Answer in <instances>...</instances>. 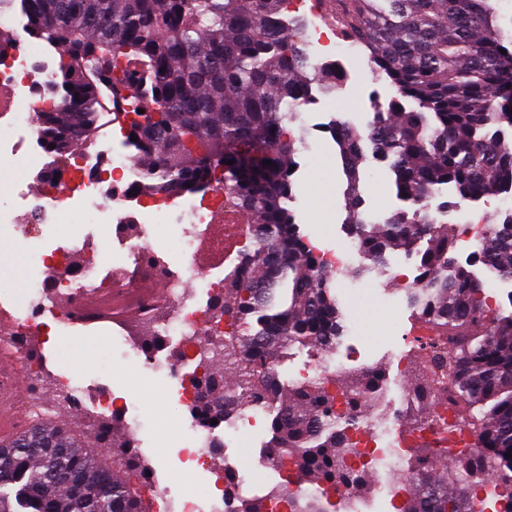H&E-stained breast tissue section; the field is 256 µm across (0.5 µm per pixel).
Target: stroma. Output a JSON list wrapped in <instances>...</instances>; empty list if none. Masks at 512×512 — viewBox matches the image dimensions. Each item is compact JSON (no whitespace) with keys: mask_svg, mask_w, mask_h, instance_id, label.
I'll return each mask as SVG.
<instances>
[{"mask_svg":"<svg viewBox=\"0 0 512 512\" xmlns=\"http://www.w3.org/2000/svg\"><path fill=\"white\" fill-rule=\"evenodd\" d=\"M344 65L349 73L345 85L329 95L316 94L310 105L311 115L290 125L294 136L317 143L319 152L313 155L303 150L297 154L289 207L305 240L326 248L346 241L344 226L348 219L344 199L346 178L336 158V143L326 128L344 119L352 127L366 129L376 113L387 109L392 97L388 82L371 71L366 54L345 60ZM362 168L366 182L362 210L371 220L381 223L407 210V203L397 195L388 162L369 157ZM441 198L448 203L440 221L447 224L454 239L453 257L469 267L479 280L491 279V272L483 265L472 263L471 251L473 243L484 235V224L499 219L500 200H463L450 187L443 189ZM22 252L21 244L0 238V271L10 274L9 279L0 280V289L9 290L8 295L0 296V306L10 312L24 299L26 269ZM333 287L339 307L350 324L349 330L337 340V349L362 361L385 366L408 349L404 332L417 321L418 315L409 304L401 282L373 272L363 277L335 276ZM111 329V323L105 322L73 329L66 336L34 337L32 352L25 361L43 366V398L54 407L47 418L71 422L81 434L102 419L98 398L103 391L129 398L138 407L141 423L133 442L139 458L154 465L159 487L169 488L174 496L194 495L200 486L211 481L212 475L200 468L185 472L178 459L177 433L188 427L191 419L172 399L166 380L155 378L143 360L113 363L107 349ZM75 345L88 359L84 367H73L69 359ZM63 369L80 379L84 386L73 406L54 402L53 382Z\"/></svg>","mask_w":512,"mask_h":512,"instance_id":"1","label":"stroma"}]
</instances>
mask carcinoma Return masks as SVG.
<instances>
[{
	"label": "carcinoma",
	"instance_id": "1",
	"mask_svg": "<svg viewBox=\"0 0 512 512\" xmlns=\"http://www.w3.org/2000/svg\"><path fill=\"white\" fill-rule=\"evenodd\" d=\"M16 8L29 34L59 51L53 92L63 106L36 118L47 152L71 154L85 144L106 95L126 118L124 145L136 150L141 195L196 193L220 171L236 208L250 215L253 251L224 277L217 313L242 327L228 350L249 378L226 388L217 373H205L197 380L200 410L228 416L243 395L260 390L280 402L270 446L280 449L279 463L290 464L282 497L290 512H329L326 488L348 479L346 430L330 422L313 432L309 421L333 401L263 368L265 357L286 361L296 345L331 349L343 332L334 273L317 264L288 208L302 139L287 124L312 102L313 87L336 91L333 66L312 62L288 0H0V13ZM343 25L393 89L368 130L332 131L349 235L371 261L362 272L374 271L389 249L426 242L424 279L406 289L407 298L448 338L455 394L480 414L482 445L512 454V315L488 317L482 283L448 258L454 241L431 205L448 184L475 201L512 189V141L504 136L512 129V33L498 25L491 0H350ZM368 150L393 159L396 189L412 205L384 224L358 211V166ZM476 259L512 281V213L487 225ZM377 387L370 376L353 385L362 400ZM95 437L138 469L130 441L109 423ZM4 459L0 512H142L125 478L51 424L0 446ZM487 463L472 458L451 485L421 473L419 490L398 512H475L477 505L486 512L490 501L494 512H512V457L495 466L493 482L483 478ZM305 483L324 491L293 489Z\"/></svg>",
	"mask_w": 512,
	"mask_h": 512
}]
</instances>
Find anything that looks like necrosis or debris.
Segmentation results:
<instances>
[{
  "label": "necrosis or debris",
  "mask_w": 512,
  "mask_h": 512,
  "mask_svg": "<svg viewBox=\"0 0 512 512\" xmlns=\"http://www.w3.org/2000/svg\"><path fill=\"white\" fill-rule=\"evenodd\" d=\"M0 22L11 25L17 33L13 49L0 59V88L12 93L10 108L0 114L2 164L25 147L31 153H39L41 142L32 109L47 106L48 100L41 91L54 80L55 69L48 62L51 49L30 44L22 16L8 14L0 17ZM114 142L113 133L105 132L97 138L94 151L83 155L80 164L62 170L60 186L26 197L22 207H11L0 214L28 242L26 302L13 319L10 340L16 348H23L26 339L40 333L50 318L54 319V331L59 336L77 326L94 324V316L82 309V299L88 292L132 299L145 308L146 314L113 327L112 358L145 359L154 372L176 385L178 404L193 418L189 428L179 432L178 439L188 458L206 468L216 449L239 443L269 418L267 403L248 396L234 415L211 421L201 414L199 391L193 385L198 373L211 368L218 346L238 333L228 323L213 320L199 302L200 293L223 292V271L213 272L202 292L189 290V283L198 274L194 257L205 247L222 253L225 236L240 238L245 230L236 224L216 223V215L224 210V186L220 183L200 194L162 196L154 210L135 214L132 206L141 200L135 190L137 176ZM76 214L82 224L77 234L64 243L42 246L52 225L65 223ZM158 224L171 227L166 241H159L155 235ZM107 225L115 227V236H98L97 228ZM146 336H173L177 345L169 356L158 360L141 348ZM414 339L416 352H401L394 362L398 373L417 369L428 380L430 415L415 436H407L404 422L419 410L414 392L404 390L394 406L382 396H375L370 402V417L363 421L360 433L350 436V462L399 469L417 440L427 445L432 457L459 451L485 455L475 429L460 416L447 373L437 370L432 362L433 351L446 347V340L424 322ZM373 370L372 364L326 349L310 355L293 382L335 393L333 410L344 417L352 395L349 379ZM255 469L251 465L235 469V488L229 498L216 497L204 487L196 495L176 499L157 488L151 477H142L141 482L154 490L166 512H232L234 499L260 488L255 482Z\"/></svg>",
  "instance_id": "obj_1"
}]
</instances>
